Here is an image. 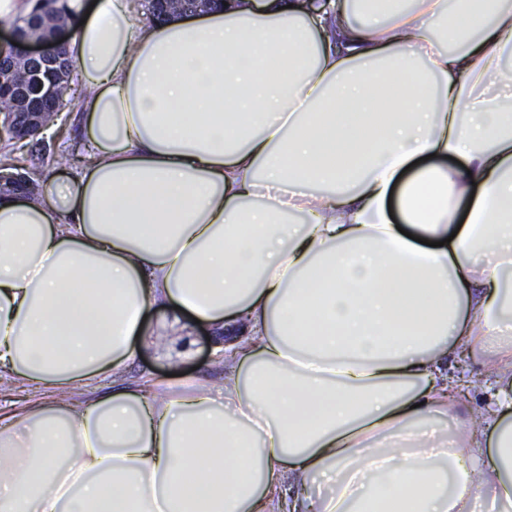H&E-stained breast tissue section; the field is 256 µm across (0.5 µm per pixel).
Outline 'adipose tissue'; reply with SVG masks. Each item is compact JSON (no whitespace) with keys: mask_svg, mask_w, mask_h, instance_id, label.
I'll return each instance as SVG.
<instances>
[{"mask_svg":"<svg viewBox=\"0 0 512 512\" xmlns=\"http://www.w3.org/2000/svg\"><path fill=\"white\" fill-rule=\"evenodd\" d=\"M68 2L80 161L0 190V388L51 392L0 512H512V0ZM155 308L229 330L220 396L123 382Z\"/></svg>","mask_w":512,"mask_h":512,"instance_id":"1","label":"adipose tissue"}]
</instances>
